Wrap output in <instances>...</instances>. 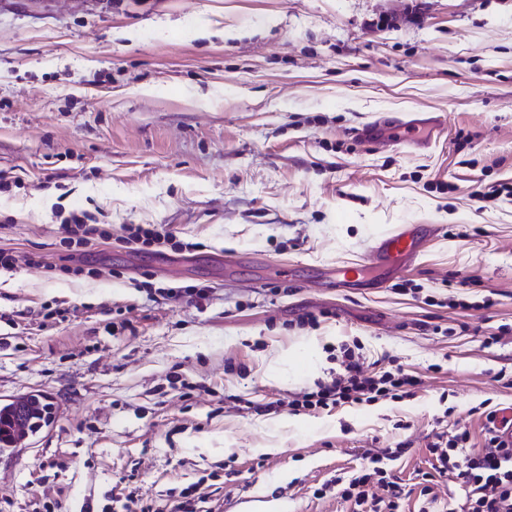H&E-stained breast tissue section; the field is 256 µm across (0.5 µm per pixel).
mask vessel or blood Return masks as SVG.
I'll list each match as a JSON object with an SVG mask.
<instances>
[{"label": "vessel or blood", "mask_w": 512, "mask_h": 512, "mask_svg": "<svg viewBox=\"0 0 512 512\" xmlns=\"http://www.w3.org/2000/svg\"><path fill=\"white\" fill-rule=\"evenodd\" d=\"M442 124L443 119L438 115L431 116L420 123L409 121L392 124L379 120L368 125L363 135L369 140L391 141L425 148L430 145ZM421 231V225L405 224L395 232L377 236L364 261L337 267V279L346 284H354L364 281L370 268L398 269L401 263L407 262L415 254Z\"/></svg>", "instance_id": "1"}]
</instances>
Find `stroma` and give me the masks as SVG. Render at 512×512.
<instances>
[{"label": "stroma", "mask_w": 512, "mask_h": 512, "mask_svg": "<svg viewBox=\"0 0 512 512\" xmlns=\"http://www.w3.org/2000/svg\"><path fill=\"white\" fill-rule=\"evenodd\" d=\"M429 113V148L360 136ZM504 181L512 0H0V403L56 407L0 453V512L161 508L193 484L212 512H350L316 490L398 446L404 512L425 483L456 506L438 418L478 449L479 408H512V202L475 196ZM75 214L102 237L64 245ZM129 224L175 240L126 243ZM403 224L438 232L400 279L337 287ZM186 285L208 302L165 297ZM344 345L398 359L413 396L293 410Z\"/></svg>", "instance_id": "stroma-1"}]
</instances>
